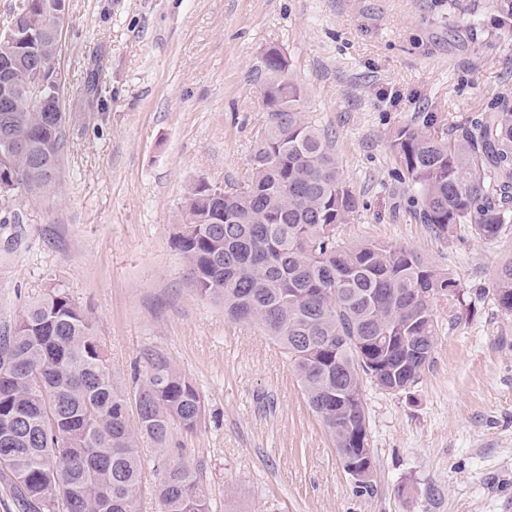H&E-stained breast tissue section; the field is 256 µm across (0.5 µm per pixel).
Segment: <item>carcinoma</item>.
<instances>
[{"instance_id":"carcinoma-1","label":"carcinoma","mask_w":512,"mask_h":512,"mask_svg":"<svg viewBox=\"0 0 512 512\" xmlns=\"http://www.w3.org/2000/svg\"><path fill=\"white\" fill-rule=\"evenodd\" d=\"M58 0H31L24 26L37 37L28 63L53 43L42 30ZM497 25L512 30V0H494ZM268 124L250 157V177L212 196L187 191L177 246L198 291L224 303L228 318L259 328L288 358L309 409L339 455L370 447L364 381L388 392L410 388L437 343L434 303L460 302L458 282L413 248L338 235L358 209L331 146L305 117L306 98L278 50L265 53ZM55 99L18 92L0 112L29 133L17 154L0 138V204L11 181L33 199L53 194L65 138ZM398 128L391 141L407 201L438 239L469 224L481 240L512 223V98H493L470 119L445 125L435 112ZM495 299L512 314V260L495 277ZM135 379L136 416L120 390L91 317L66 289L49 284L15 326L0 334V468L23 512H135L145 466L140 440L161 447L154 494L161 512H210L197 474L170 459L173 429L194 431L205 414L198 388L163 355Z\"/></svg>"}]
</instances>
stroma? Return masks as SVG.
Masks as SVG:
<instances>
[{
	"mask_svg": "<svg viewBox=\"0 0 512 512\" xmlns=\"http://www.w3.org/2000/svg\"><path fill=\"white\" fill-rule=\"evenodd\" d=\"M280 50L331 130L359 207L345 243L414 248L450 270L460 315L437 303L438 342L406 391L366 383L376 492L355 493L281 350L201 295L176 246L190 184L247 180L268 118L256 69ZM59 183L15 192L0 224V331L47 283L89 311L131 391L158 352L200 390L196 431L174 430L211 512H512V316L493 285L512 225L435 238L402 198L395 129L459 123L512 96V32L492 0H66Z\"/></svg>",
	"mask_w": 512,
	"mask_h": 512,
	"instance_id": "1",
	"label": "stroma"
}]
</instances>
